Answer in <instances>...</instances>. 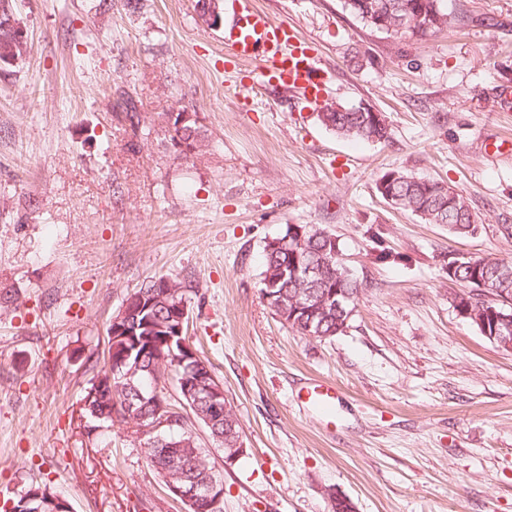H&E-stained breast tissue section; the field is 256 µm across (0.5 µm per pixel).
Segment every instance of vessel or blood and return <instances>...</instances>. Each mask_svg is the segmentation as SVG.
<instances>
[{
  "instance_id": "vessel-or-blood-1",
  "label": "vessel or blood",
  "mask_w": 512,
  "mask_h": 512,
  "mask_svg": "<svg viewBox=\"0 0 512 512\" xmlns=\"http://www.w3.org/2000/svg\"><path fill=\"white\" fill-rule=\"evenodd\" d=\"M224 47L228 57L246 67L239 79L241 88L282 90L297 96L306 108L323 102L327 85L318 53L294 27L272 20L254 0H232ZM303 396L307 407L318 410L326 424H334L339 398L334 385L310 381Z\"/></svg>"
}]
</instances>
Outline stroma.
Instances as JSON below:
<instances>
[{"instance_id": "1", "label": "stroma", "mask_w": 512, "mask_h": 512, "mask_svg": "<svg viewBox=\"0 0 512 512\" xmlns=\"http://www.w3.org/2000/svg\"><path fill=\"white\" fill-rule=\"evenodd\" d=\"M316 47L327 98L382 112L388 140L327 130L294 97L251 99L197 0H13L27 54L0 68V505L53 484L73 512H184L130 427L80 410L125 298L181 281L187 335L235 413L224 512H512V353L454 309L448 256L512 259V0H447L423 38L363 26L341 0H255ZM135 109L125 112L123 96ZM196 114L201 152L165 113ZM448 183L482 230L392 209L387 171ZM290 224L332 234L361 285L343 334L284 324L262 253ZM336 385L334 426L295 392Z\"/></svg>"}]
</instances>
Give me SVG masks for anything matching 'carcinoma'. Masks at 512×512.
<instances>
[{
	"label": "carcinoma",
	"mask_w": 512,
	"mask_h": 512,
	"mask_svg": "<svg viewBox=\"0 0 512 512\" xmlns=\"http://www.w3.org/2000/svg\"><path fill=\"white\" fill-rule=\"evenodd\" d=\"M414 1L418 3V9L423 13L421 22L414 24H402L399 22L400 12L398 6L402 3ZM344 9L352 16L358 18L368 28L384 33L388 36H427L448 25L449 14L446 0H343ZM0 52L11 55L15 60L22 59L26 52L25 39L17 38L11 31L0 29ZM319 122L336 136L347 140L379 141L388 135V126H374L365 121L360 112L353 111L339 102L328 103L318 113ZM199 130L197 120L188 121L183 128H174L172 139H178L185 144V151L198 153L201 151L203 140L195 139L187 133V130ZM392 174L396 178L388 185L402 199L399 210L410 212L426 224H443L448 227V232L456 236H471L472 224L476 219L472 214L463 192L453 187H444L443 182L427 177H416L403 171L394 170ZM291 228H286L281 240H288V248L299 250V257L306 261H313L320 267V275L313 282H303L290 274H285L283 269L286 256L275 251H264L262 283L263 290H272L277 294L283 309L292 307V301L297 297H303L308 292L315 298L329 293L335 287H340L352 293L358 291L359 283L351 275L344 274L342 266L337 264L336 257L331 255L332 244L329 242L330 234L315 224L304 225L303 244L296 243L290 237ZM484 258H471L463 261L448 274V280L467 283L475 288L479 284L474 280L472 265L484 262ZM490 270L500 269L508 271V278L497 282V288L512 295V262L490 259L486 261ZM467 298L472 301V309L476 316L467 318L474 326H479L477 317L481 316L487 308H503L498 300V294L491 291L489 296L480 293H468ZM185 300L182 283L171 279V285L162 284V279L151 281L126 300L125 305L132 315L138 318V330L135 336L125 338L123 335H107L108 355L114 356L130 348L134 350V356H143L144 370L135 377V382L140 384L147 398V402L140 406V414L151 416L157 409L153 402L152 394L159 396V402L170 408L168 414L177 421H182L172 428L164 429L153 435L143 438L146 445V458L148 464L158 474L165 476L173 459L182 463L181 469L175 474L190 478L206 480L212 476L217 485V492H224V481L213 472V466L208 461L205 451L198 442V436L193 433L187 422L182 420V415L172 411V404L164 394L165 386H154V381L146 368L150 367L157 353L168 352V347H159L158 342L165 334L164 328L168 326L177 305ZM340 316L332 305H321L312 325H307L295 320L289 327L303 335L309 333L316 337H333L340 334ZM124 389L120 382L112 383V390L104 392L99 397L91 398V405L103 410L110 408L116 402L123 403ZM205 408L192 411L195 419L205 425L212 441L222 447L224 454L231 453L236 441L240 438V425H224L219 420L213 425L205 424L203 416ZM38 497V500L29 504L23 503L24 497H19L13 505V512H31V509L40 505L42 512H54L52 496L56 492L49 486H32L28 489Z\"/></svg>",
	"instance_id": "carcinoma-1"
}]
</instances>
